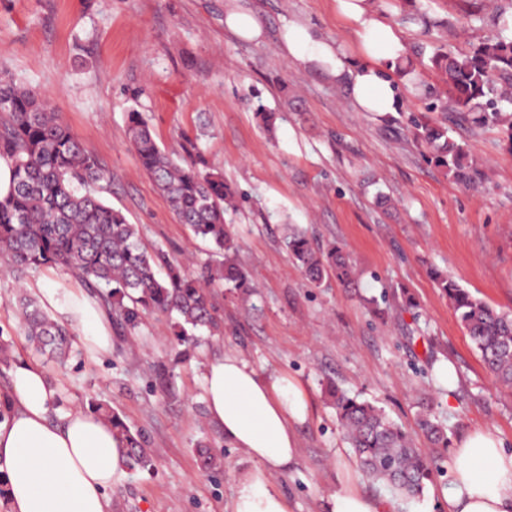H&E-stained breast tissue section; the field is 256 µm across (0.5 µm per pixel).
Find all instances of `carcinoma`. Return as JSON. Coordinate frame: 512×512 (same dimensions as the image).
Returning <instances> with one entry per match:
<instances>
[{
    "mask_svg": "<svg viewBox=\"0 0 512 512\" xmlns=\"http://www.w3.org/2000/svg\"><path fill=\"white\" fill-rule=\"evenodd\" d=\"M467 25L487 22L506 30L512 3L487 15L480 6L467 12ZM440 86L427 85L423 95L429 112L441 120L410 114L407 129L425 150L428 161L473 185L481 171L468 162L465 143L448 137V125L460 119L492 127L512 141V37L482 38L467 53L442 49L429 57ZM128 138L143 171L166 197L180 223L194 237L212 244L224 261L189 271L160 249H148L139 226L108 205L101 196L106 174L36 91L18 86L0 74V158L12 170L10 192L0 197V258L18 270L57 266L75 274L96 295L109 315L136 327L145 312L175 317L178 335L204 328L219 330L211 289L229 285L252 288L248 273L231 259L237 241L224 214L235 197L222 174L203 161L196 144L183 146L177 159L160 148L142 114L128 113ZM290 257L308 280L320 284L332 276L343 286L355 284L356 270L343 248L313 243L296 229H286ZM431 275L448 297L454 313L472 340L487 370L512 387V315L489 307L448 273ZM27 342L62 363L73 349L71 330L56 322L29 297L20 298ZM336 417L363 475L385 485L405 502L418 496L430 480L434 462L416 448L407 432L379 407L332 385ZM93 411L112 422L121 456L130 469H146L153 458L141 434L134 432L102 402ZM420 427L435 446L448 438L430 414Z\"/></svg>",
    "mask_w": 512,
    "mask_h": 512,
    "instance_id": "cac0c4a2",
    "label": "carcinoma"
}]
</instances>
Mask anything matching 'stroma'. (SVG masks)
<instances>
[{"instance_id": "obj_1", "label": "stroma", "mask_w": 512, "mask_h": 512, "mask_svg": "<svg viewBox=\"0 0 512 512\" xmlns=\"http://www.w3.org/2000/svg\"><path fill=\"white\" fill-rule=\"evenodd\" d=\"M388 22L416 8L444 20L431 35L401 27L406 46L424 41L466 52L465 0H376ZM234 9L254 10L260 35L244 40L224 25ZM304 22L337 42L350 64L358 53L336 0H0V72L49 100L58 118L100 162L103 198L139 225L143 242L191 269L212 249L180 224L129 145L127 115L141 112L158 144L181 153L197 143L239 198L226 219L237 261L255 285L250 298L212 291L217 335L179 340L172 318L144 313L135 328L106 318L108 352L60 367L26 343L18 301L41 289L84 291L70 272L45 267L18 274L0 260V341L15 361L38 363L61 393L60 406L107 401L144 435L151 470L127 472L108 495L112 512H226L238 477L257 461L230 447L211 422L205 367L235 354L263 375L297 381L309 414L296 427L299 458L274 488L289 512H327L344 479L368 498L390 492L358 471L328 384L383 408L435 463L420 497L398 512H448L452 446L488 429L512 453V389L500 386L437 288L432 270L452 274L499 311L512 312V142L491 128L454 126L485 174L477 189L426 164L406 131L425 103L404 92L398 112L356 111L334 81L299 66L283 50L289 25ZM275 113L264 127L254 107ZM314 242H338L356 265L358 288L334 279L313 286L292 262L282 224ZM451 363L456 382L438 369ZM443 425L448 447L429 443L423 414ZM221 459L198 467L196 446Z\"/></svg>"}]
</instances>
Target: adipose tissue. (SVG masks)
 I'll return each mask as SVG.
<instances>
[{"mask_svg": "<svg viewBox=\"0 0 512 512\" xmlns=\"http://www.w3.org/2000/svg\"><path fill=\"white\" fill-rule=\"evenodd\" d=\"M336 8L353 27L365 63L348 70L339 46L302 23L289 25L284 36L289 58L348 84L357 111H396L400 85L393 73L407 52L398 30L371 0H336ZM43 298L79 326L89 348L110 350L112 338L97 302L48 289ZM205 393L209 418L223 428L225 440L259 463L238 479L231 512H288L269 477L297 459L295 426L309 409L298 384L260 375L230 354L208 366ZM9 396L11 412L0 420V479L7 486L8 512H112L108 491L125 468L111 423L80 409L62 421L52 419L60 392L35 364L16 367ZM452 473L448 512H512V454L492 431L470 432L456 444Z\"/></svg>", "mask_w": 512, "mask_h": 512, "instance_id": "adipose-tissue-1", "label": "adipose tissue"}]
</instances>
